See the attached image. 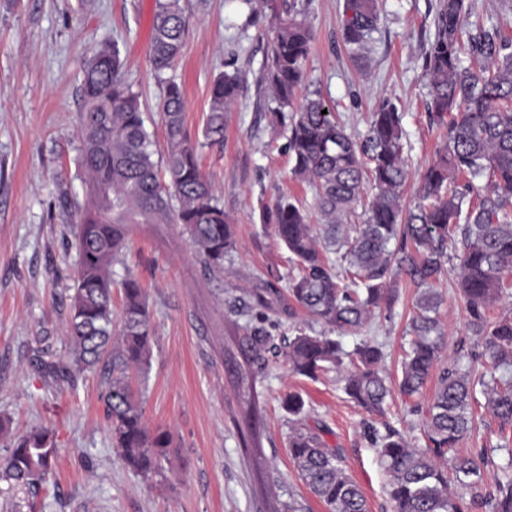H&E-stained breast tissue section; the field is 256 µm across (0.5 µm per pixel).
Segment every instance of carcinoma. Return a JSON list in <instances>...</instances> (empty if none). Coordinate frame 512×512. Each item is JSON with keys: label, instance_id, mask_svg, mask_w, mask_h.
<instances>
[{"label": "carcinoma", "instance_id": "cac0c4a2", "mask_svg": "<svg viewBox=\"0 0 512 512\" xmlns=\"http://www.w3.org/2000/svg\"><path fill=\"white\" fill-rule=\"evenodd\" d=\"M181 0H157L149 56L163 74L182 53L189 21ZM471 13L466 0H440L436 30L424 53L430 119L443 130L446 148L425 169L421 202L405 210L401 199L408 178L403 157L402 115L386 104L372 114L362 141L347 133L335 112L318 94L299 111L293 98L301 85L313 33L299 18L297 4L275 24L256 77L264 106L288 132L287 150L294 175L310 183L323 223H309L302 204L282 196L263 209L262 221L286 247L297 273L288 277L267 269L251 293L232 307L253 313L242 332L224 346V370L233 378L244 406L239 426L243 447H258L255 372L277 350L267 312L284 302L279 284L288 280L295 306L282 311L292 318L299 307L327 326L308 333L299 327L283 352L293 371L315 378L349 360L345 392L369 412L384 409L392 388L381 369L382 346L363 341L344 349L332 333L362 326L372 310L391 305V281L406 276L426 286L416 301L412 339L400 365L398 390L413 398L431 377L445 344L437 319L442 302L431 288L441 277L448 242L461 236L459 285L466 299L486 371L478 377L459 363L444 367L426 412L424 445L416 447L399 432H372V442L390 476L393 512H512V464L502 468L495 491L482 494L485 452L461 454L458 448L475 428L478 394L499 421L512 429V318L486 319V308L508 289L512 275V37L497 27L464 31ZM379 13L376 0H346L343 40L359 58L368 51ZM118 47L104 44L90 58L81 87L80 154L84 195L64 196L74 216L79 261L74 269L66 330L70 362L77 371L102 370L101 398L106 407L112 447L125 464L146 480L165 477L172 438L145 420L142 388L154 336L148 296L139 279L113 277L112 266L127 246L136 224H178L194 243L210 272H223L235 251V228L214 199L201 170L200 148L222 145L224 112L237 98L242 77L233 61L214 76L204 141L185 123L182 86L162 79L161 121L166 149L159 159L138 95L124 78ZM327 113H322V110ZM486 179L477 202L468 198L474 181ZM374 194L363 206L362 222L350 216L364 200V181ZM121 289L120 319L112 315V288ZM288 414L305 413L295 392L285 395ZM299 477L328 512H368L358 483L345 473L339 449L326 446L306 425L288 437ZM58 455L55 432L34 428L15 438L0 460V484L10 491H35L52 471ZM471 491L465 498L462 490Z\"/></svg>", "mask_w": 512, "mask_h": 512}]
</instances>
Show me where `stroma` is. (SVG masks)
Returning a JSON list of instances; mask_svg holds the SVG:
<instances>
[{
  "label": "stroma",
  "instance_id": "stroma-1",
  "mask_svg": "<svg viewBox=\"0 0 512 512\" xmlns=\"http://www.w3.org/2000/svg\"><path fill=\"white\" fill-rule=\"evenodd\" d=\"M313 32L306 73L293 105L320 93L348 132L368 127L372 112L394 104L403 114L404 155L410 175L402 203L419 200L421 174L442 141L425 102L424 51L435 33L439 0H379L378 27L365 57L352 59L342 40L345 0H293ZM156 0H0V456L14 436L53 427L61 452L37 494L0 493V512H270L294 503L298 512H326L298 477L288 451L296 423L282 398L305 400L304 422L339 449L346 472L361 486L369 512H392L389 477L369 432L400 431L422 444V421L436 383L422 395L387 399L370 413L343 390L341 375L311 379L270 356L257 377L259 448L244 451L234 419L240 406L224 371V342L247 316L228 311L268 267L288 272L289 253L262 223L263 207L284 195L298 197L320 223L315 191L291 174L286 135L260 105L256 76L274 29L270 18L246 22L238 0H182L190 31L172 71L185 91L186 122L201 136L214 76L228 60L244 74L237 99L224 114V143L204 147L201 165L212 193L236 229L237 249L223 273L204 271L189 235L174 224H140L113 266L132 272L148 291L154 336L144 394L150 428L171 432L166 478L145 481L125 465L108 434L100 400L101 373L68 372L65 341L77 250L72 215L61 191L82 195L76 168L78 114L86 61L102 45L117 43L127 83L149 115L154 148L163 151V85L149 59ZM391 310H374L355 331L339 333L345 349L360 340L384 346L389 380L400 372L409 323L421 293L399 278ZM439 320L447 336L444 361L470 358L481 341L470 326L457 272L446 268ZM53 363L56 373L44 371ZM499 423L480 408L467 452L486 451L485 486L508 459Z\"/></svg>",
  "mask_w": 512,
  "mask_h": 512
}]
</instances>
